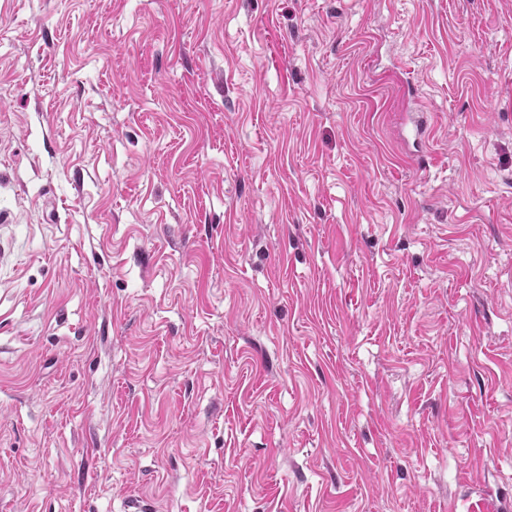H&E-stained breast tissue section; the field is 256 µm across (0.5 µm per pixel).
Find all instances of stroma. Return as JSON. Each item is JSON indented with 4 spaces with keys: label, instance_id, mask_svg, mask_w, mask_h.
Returning <instances> with one entry per match:
<instances>
[{
    "label": "stroma",
    "instance_id": "stroma-1",
    "mask_svg": "<svg viewBox=\"0 0 512 512\" xmlns=\"http://www.w3.org/2000/svg\"><path fill=\"white\" fill-rule=\"evenodd\" d=\"M0 245V512H512V0H0Z\"/></svg>",
    "mask_w": 512,
    "mask_h": 512
}]
</instances>
